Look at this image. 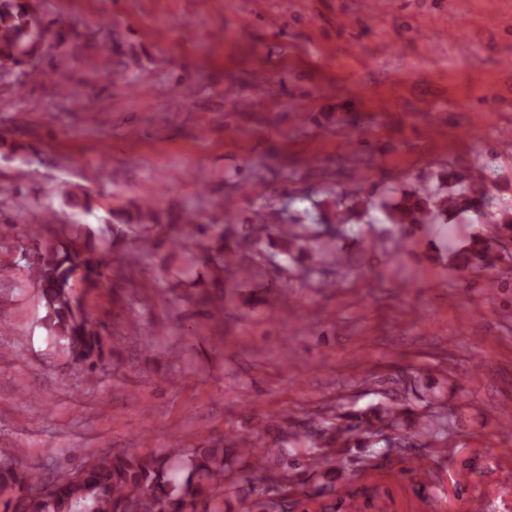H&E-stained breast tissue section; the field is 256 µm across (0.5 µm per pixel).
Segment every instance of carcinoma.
Masks as SVG:
<instances>
[{"mask_svg": "<svg viewBox=\"0 0 512 512\" xmlns=\"http://www.w3.org/2000/svg\"><path fill=\"white\" fill-rule=\"evenodd\" d=\"M38 13L36 0H0V79L12 78L21 87L30 77L47 76L22 69L25 60L41 49L50 30ZM472 193L465 184L449 195L425 189L405 198L387 219L392 224H424L469 209ZM67 204L89 210L92 197L84 189L71 191ZM125 223L159 224L161 219L151 207L137 206ZM41 228L40 224L28 227L26 248L30 253L21 285L38 291L46 309V329L70 359L90 372L102 369L111 361L112 345L87 315L84 297L97 291L108 277V242L103 238L101 245L92 246L73 239H45ZM215 228L214 224L189 225L179 247L187 248L202 237L222 243L202 260L203 265H212L213 281L221 283L223 276L238 270V256L251 243L243 240L231 246L224 242V231ZM266 229L281 241V252L305 251L300 234L290 233L280 224ZM490 249L487 240L472 235L457 254L460 266L465 268L474 259L485 260ZM264 447L266 450H258L247 438L234 441V455L241 457L238 468L218 444L176 448L163 457L105 451L61 470L51 480L25 462L20 451L1 449L0 512H221L215 500L221 495V480L228 470L238 472L248 496L257 481L283 484L291 471L310 466L328 470L334 465L328 453L288 450L274 441ZM247 512H288V504L272 499L254 501Z\"/></svg>", "mask_w": 512, "mask_h": 512, "instance_id": "obj_1", "label": "carcinoma"}]
</instances>
